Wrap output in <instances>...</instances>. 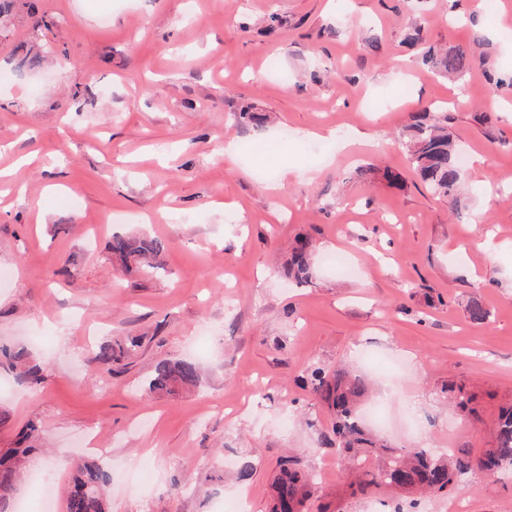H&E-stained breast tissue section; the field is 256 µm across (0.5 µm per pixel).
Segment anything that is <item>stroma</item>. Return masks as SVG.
<instances>
[{
	"label": "stroma",
	"mask_w": 512,
	"mask_h": 512,
	"mask_svg": "<svg viewBox=\"0 0 512 512\" xmlns=\"http://www.w3.org/2000/svg\"><path fill=\"white\" fill-rule=\"evenodd\" d=\"M450 4L13 0L0 15V349L25 348L43 376L27 387L0 364V448L37 423L55 512L74 461L105 448L111 512L243 497L268 512L291 454L328 512L392 506V489L350 496L317 367L370 380L393 447H489L485 420L512 404V87L488 81L512 75V0ZM417 22L443 49L480 40L488 64L436 75L404 42ZM246 103L262 130L237 121ZM441 105L467 157L456 205L402 148L412 113ZM116 234L167 239L166 274L124 277ZM301 235L316 243L302 286L281 268ZM474 297L487 323L470 321ZM130 336L142 346L121 364L92 362ZM177 360L197 386L149 391ZM451 382L481 423L448 407ZM456 495L512 512V476Z\"/></svg>",
	"instance_id": "obj_1"
}]
</instances>
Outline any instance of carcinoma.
Returning a JSON list of instances; mask_svg holds the SVG:
<instances>
[{"label":"carcinoma","mask_w":512,"mask_h":512,"mask_svg":"<svg viewBox=\"0 0 512 512\" xmlns=\"http://www.w3.org/2000/svg\"><path fill=\"white\" fill-rule=\"evenodd\" d=\"M405 42L419 48L421 61L435 73L456 77L472 68L476 56L475 45H458L442 52L425 45L423 27L413 25ZM410 138L406 146L408 160L423 184L435 194L458 202V188L463 172L457 159L448 119L436 112H416L411 116ZM112 257L128 274L141 271L158 273L164 270L162 256L168 242L155 236L115 235L110 244ZM288 277L299 284L311 281L314 270L311 263V244L308 238L298 239L285 263ZM469 319L478 324L488 322L491 312L478 299L467 305ZM9 363L22 368L20 377L31 384L41 383L40 371L25 364V350L0 351ZM199 371L190 361L162 362L157 365L148 381L151 391H168L175 387L197 385ZM309 383L312 391L327 405L334 418L332 435L324 443L336 447V452L347 459L354 472L348 484L354 497L394 486L405 495L402 504L414 508L415 496L450 495L460 478L476 475L482 480H495L512 470V407L503 408L491 423L492 445L479 455L469 453L439 458L431 449L417 447L396 449L378 438L362 424L358 416L360 402L369 394L366 379L345 369L312 371ZM448 396L456 410L464 417L479 419L474 404L476 397L463 385L448 386ZM37 449L10 448L0 454V512H15L14 492L23 476L26 463ZM112 482V474L97 460H88L75 467L65 496V512H109L105 495ZM275 498L271 512H306L312 496V478L294 467L288 459L281 465L275 485Z\"/></svg>","instance_id":"1"}]
</instances>
